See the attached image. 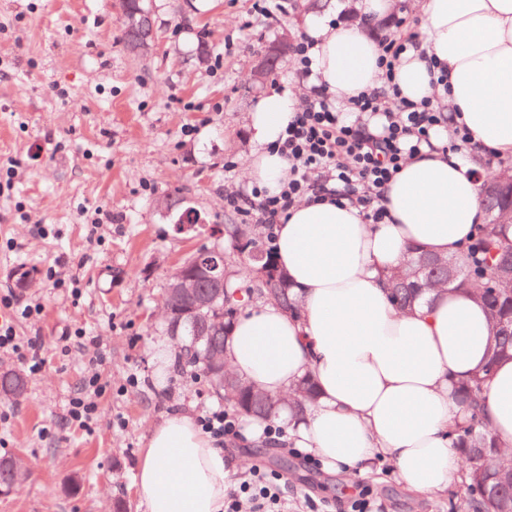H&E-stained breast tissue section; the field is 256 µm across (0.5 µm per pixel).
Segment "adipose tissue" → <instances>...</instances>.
Listing matches in <instances>:
<instances>
[{"label":"adipose tissue","mask_w":512,"mask_h":512,"mask_svg":"<svg viewBox=\"0 0 512 512\" xmlns=\"http://www.w3.org/2000/svg\"><path fill=\"white\" fill-rule=\"evenodd\" d=\"M420 10L427 36L408 46L396 69L401 95L421 101L447 74L455 126L512 160V0H420ZM308 36L313 80L341 106L378 86L379 45L363 28L313 19ZM295 109L293 96L271 94L253 113L250 184L279 190L287 163L270 146ZM481 189L463 158L435 142L407 158L385 189L383 223H367L342 200L302 202L276 225L275 263L299 311L247 306L232 326L226 362L272 395L315 379L319 397L306 416L280 411L293 447L344 472L385 454L400 481L420 492L459 477L448 430L462 411L452 386L483 368L489 316L468 294L449 291L398 311L387 279L413 247L460 255L485 221ZM483 397L490 432L512 451V359L497 364ZM135 486L148 512H224L230 480L223 452L193 415L177 412L151 429Z\"/></svg>","instance_id":"adipose-tissue-1"}]
</instances>
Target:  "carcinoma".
<instances>
[{
    "instance_id": "obj_1",
    "label": "carcinoma",
    "mask_w": 512,
    "mask_h": 512,
    "mask_svg": "<svg viewBox=\"0 0 512 512\" xmlns=\"http://www.w3.org/2000/svg\"><path fill=\"white\" fill-rule=\"evenodd\" d=\"M123 29L125 44L129 47L143 39L153 41V25L147 10L137 15L135 22H123ZM167 198L174 223H201V213L186 204L182 193H170ZM483 205L487 222L478 226L460 256L448 260L417 248L410 249L405 264L389 277L390 298L398 310L407 312L422 299L424 291L445 288L467 292L485 307L492 321L487 363L483 374L455 387V400L466 409L468 418L452 429L451 437L463 459L466 512H503L505 509L512 512V453L502 451L492 438L486 425L483 400L486 376L499 360L512 359V238L504 231V225H512V217L507 214L509 194L485 189ZM228 230L245 240L242 251L246 256L240 260L237 270H232L221 246L193 253V257L214 264L216 273L224 274L226 280L224 294L215 300L213 311L205 319L197 320L176 295L164 290V300L177 308L176 315L167 319V329L173 336L186 337L175 362L181 369H193L205 378L209 377L213 363L225 365V343L242 295L273 301L287 311L296 310L286 274L282 272L277 279L270 280L248 256L252 251H259L273 259L274 250L267 242L271 228L260 224L254 230L245 224H230ZM244 272L251 275L252 287L242 291L232 283ZM25 389L23 376L16 373L0 376L1 394L19 397ZM216 395L234 411L262 420H274L281 406V398L252 388L227 369L224 370V388L216 391ZM317 398V385L307 376L289 395L288 404L294 414L303 415ZM24 474L21 463L1 460L0 489L9 490Z\"/></svg>"
}]
</instances>
